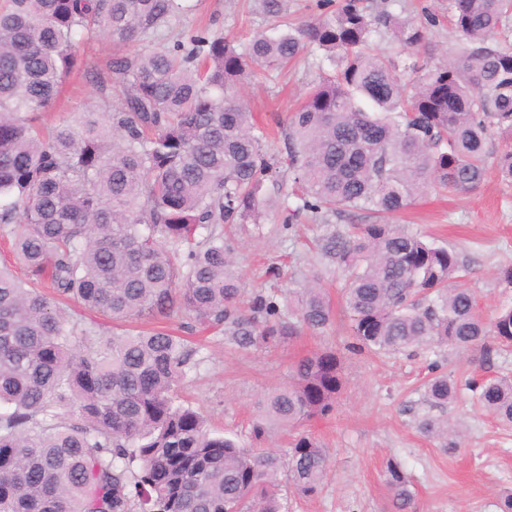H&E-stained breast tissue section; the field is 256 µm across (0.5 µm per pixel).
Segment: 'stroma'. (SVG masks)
Listing matches in <instances>:
<instances>
[{"mask_svg": "<svg viewBox=\"0 0 512 512\" xmlns=\"http://www.w3.org/2000/svg\"><path fill=\"white\" fill-rule=\"evenodd\" d=\"M195 2L194 11L175 15L174 32L208 30L242 43L273 23L257 0ZM419 3L439 19L429 33L437 53L453 52L448 0H387V7L409 17ZM318 74L316 59L307 57L287 72L251 75L244 100L258 123L273 134L270 154L284 155L289 113ZM96 99L93 83L71 75L44 120L55 123L61 113L82 111ZM284 217L283 208L276 206L259 223L233 226L229 240L245 294L292 289L308 275L315 257L310 247L323 229L305 221L288 230ZM391 221L456 248L472 268L463 285L474 289L484 316L512 305V287L498 278L501 266L512 265V183L492 171L466 196L436 188ZM190 338L201 363L184 382L182 395L201 410L209 427L237 435L246 444L260 397L287 384L299 358L320 348L342 349L347 336L336 323L322 334L259 349H239L212 331L196 330ZM435 364L460 383L473 377H512V348L500 351L490 363L481 362L479 352L459 357L436 345L379 357L346 355V385L334 412L309 425L330 457L324 489L310 500L291 498L290 512H390L392 493L384 469L390 458L405 473L412 512H498L501 492L512 490V426L487 416L465 389L455 405L429 407L422 399L423 384ZM426 412L458 425L462 440L457 448H446L441 440L419 432L416 419Z\"/></svg>", "mask_w": 512, "mask_h": 512, "instance_id": "35a3bbf8", "label": "stroma"}]
</instances>
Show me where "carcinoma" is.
<instances>
[{"instance_id": "1", "label": "carcinoma", "mask_w": 512, "mask_h": 512, "mask_svg": "<svg viewBox=\"0 0 512 512\" xmlns=\"http://www.w3.org/2000/svg\"><path fill=\"white\" fill-rule=\"evenodd\" d=\"M332 0L309 20L260 32L237 47L207 32L105 66L81 56L98 33L118 42L170 28L177 0H0V237L29 276L0 267V512H288V494L321 493L325 448L312 433L285 452L214 432L179 389L196 371L190 341L157 327L104 336L74 301L121 328L179 313L241 349L323 333L336 308L313 272L288 296L258 291L240 306L241 278L224 225L257 220L277 177L267 135L238 95L253 68L322 52L321 79L289 117L286 158L295 205L328 226L356 212L381 219L320 236L318 263L346 272L342 313L353 354L439 345H512V306L485 320L460 253L382 219L434 187L470 194L490 168L512 182V0H448L457 43L433 60L427 27L373 0ZM389 52L375 51L380 32ZM92 76L99 104L44 130L63 81ZM342 353L299 360L285 386L260 401L266 424L301 427L329 416L345 386ZM481 410L512 424V377L470 385ZM460 389L444 372L424 384L434 407ZM75 414L61 423V412ZM428 438L458 446L448 421L423 416ZM393 512L411 495L386 463Z\"/></svg>"}]
</instances>
